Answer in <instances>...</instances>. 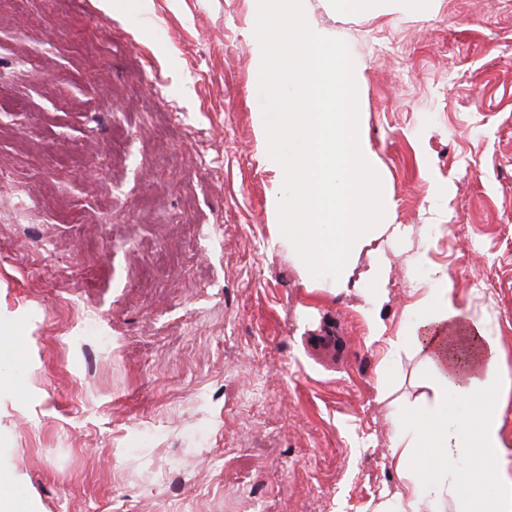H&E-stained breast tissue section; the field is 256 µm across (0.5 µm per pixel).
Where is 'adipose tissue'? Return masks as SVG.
I'll use <instances>...</instances> for the list:
<instances>
[{
  "label": "adipose tissue",
  "instance_id": "1",
  "mask_svg": "<svg viewBox=\"0 0 512 512\" xmlns=\"http://www.w3.org/2000/svg\"><path fill=\"white\" fill-rule=\"evenodd\" d=\"M426 289V313L406 324V339L423 352L431 375L421 405L389 413L390 456L400 481L394 512H512V470L501 438V410L489 389L512 385L499 341L457 305L447 274ZM460 403L449 406V394Z\"/></svg>",
  "mask_w": 512,
  "mask_h": 512
}]
</instances>
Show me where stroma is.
I'll return each mask as SVG.
<instances>
[{"mask_svg":"<svg viewBox=\"0 0 512 512\" xmlns=\"http://www.w3.org/2000/svg\"><path fill=\"white\" fill-rule=\"evenodd\" d=\"M302 4L410 230L374 310L271 244L257 0H0L1 505L391 510L436 269L512 364V0Z\"/></svg>","mask_w":512,"mask_h":512,"instance_id":"stroma-1","label":"stroma"}]
</instances>
